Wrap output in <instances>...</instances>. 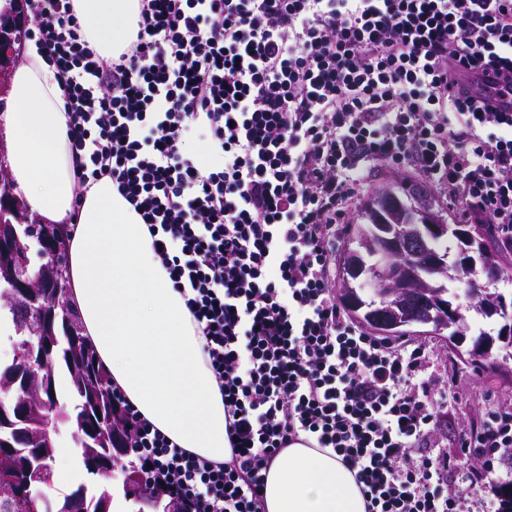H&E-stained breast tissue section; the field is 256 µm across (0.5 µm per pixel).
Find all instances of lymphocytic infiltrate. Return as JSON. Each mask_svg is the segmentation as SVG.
Listing matches in <instances>:
<instances>
[{
    "label": "lymphocytic infiltrate",
    "mask_w": 512,
    "mask_h": 512,
    "mask_svg": "<svg viewBox=\"0 0 512 512\" xmlns=\"http://www.w3.org/2000/svg\"><path fill=\"white\" fill-rule=\"evenodd\" d=\"M61 77L79 184L110 178L146 224L204 339L237 446L215 463L153 431L121 392L130 454L181 512H264L270 462L301 438L355 475L366 512H458L512 448L491 413L453 454L412 456L442 406L424 350L365 333L336 302L332 257L368 171L448 192L512 249V0H139L111 60L74 0H33ZM208 130L213 160L191 150ZM479 82L487 88L489 102L497 112H512V96L510 94H499L498 83L491 75L479 78Z\"/></svg>",
    "instance_id": "lymphocytic-infiltrate-1"
}]
</instances>
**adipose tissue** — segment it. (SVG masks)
Returning <instances> with one entry per match:
<instances>
[{
  "label": "adipose tissue",
  "instance_id": "1",
  "mask_svg": "<svg viewBox=\"0 0 512 512\" xmlns=\"http://www.w3.org/2000/svg\"><path fill=\"white\" fill-rule=\"evenodd\" d=\"M83 34L105 58L129 38L138 0H75ZM63 84L37 51L15 72L0 116L6 162L31 214L69 228L68 302L110 379L178 447L230 459L224 402L205 340L156 256L146 225L110 179L77 197ZM264 512H365L353 473L329 448L297 443L270 464Z\"/></svg>",
  "mask_w": 512,
  "mask_h": 512
}]
</instances>
